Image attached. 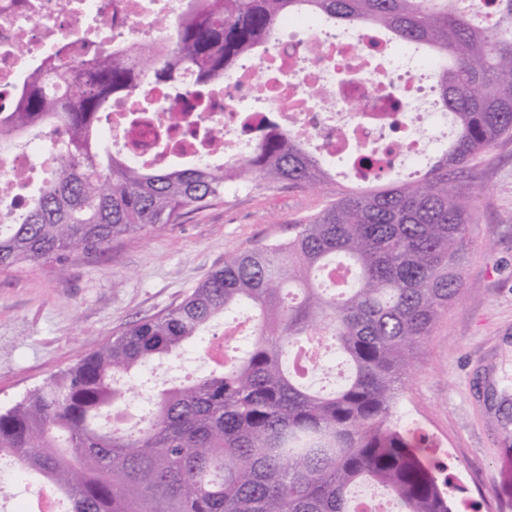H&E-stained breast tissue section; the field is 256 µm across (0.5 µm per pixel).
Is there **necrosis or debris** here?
<instances>
[{"label":"necrosis or debris","instance_id":"obj_1","mask_svg":"<svg viewBox=\"0 0 512 512\" xmlns=\"http://www.w3.org/2000/svg\"><path fill=\"white\" fill-rule=\"evenodd\" d=\"M186 0H0V112L13 111L37 65L74 63L106 49L149 44L164 52ZM319 45L310 53L309 45ZM436 62L419 46L378 29L329 32L319 15H283L276 33L243 57L216 88L183 71L179 88L145 85L113 102L104 134L130 163H216L247 156L276 125L334 166L373 146L423 170L431 148L448 143V114L433 104ZM49 176L48 149L33 143L0 155V223H13L25 196L11 170Z\"/></svg>","mask_w":512,"mask_h":512}]
</instances>
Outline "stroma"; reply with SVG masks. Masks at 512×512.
Masks as SVG:
<instances>
[{"label":"stroma","mask_w":512,"mask_h":512,"mask_svg":"<svg viewBox=\"0 0 512 512\" xmlns=\"http://www.w3.org/2000/svg\"><path fill=\"white\" fill-rule=\"evenodd\" d=\"M474 201L466 288L419 351L402 394L403 431L425 461L446 466L453 512H512V405L492 396V356L512 346V139L470 172ZM335 181L259 180L210 207L102 255L0 272V404L42 386L129 322L153 317L226 257L288 240L319 213Z\"/></svg>","instance_id":"35a3bbf8"}]
</instances>
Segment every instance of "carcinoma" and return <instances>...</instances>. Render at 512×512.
I'll list each match as a JSON object with an SVG mask.
<instances>
[{"mask_svg":"<svg viewBox=\"0 0 512 512\" xmlns=\"http://www.w3.org/2000/svg\"><path fill=\"white\" fill-rule=\"evenodd\" d=\"M464 0H190L166 59L140 68L94 56L32 79L0 113V149L46 137L57 169L14 224H0V269L78 255L176 224L258 179L316 184L322 160L274 128L246 158L214 167L144 168L100 138L113 98L142 81L176 83L192 67L213 84L268 41L280 17L316 13L427 46L456 134L417 177L370 191L338 188L286 241L224 259L181 300L117 328L100 347L0 409V458L41 476L70 512H357L373 485L398 512H452L448 478L424 463L397 418L418 349L464 288L473 204L467 164L512 136V0L491 23ZM371 149L361 165L383 176ZM233 308L253 312V339L194 381L157 387L138 408L133 380ZM336 356L345 376L314 388L299 351Z\"/></svg>","mask_w":512,"mask_h":512,"instance_id":"cac0c4a2","label":"carcinoma"}]
</instances>
